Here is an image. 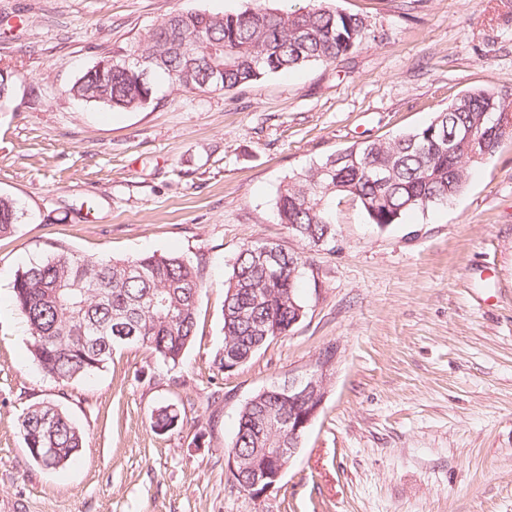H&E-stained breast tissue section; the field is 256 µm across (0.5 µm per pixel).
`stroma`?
Listing matches in <instances>:
<instances>
[{
    "label": "stroma",
    "mask_w": 512,
    "mask_h": 512,
    "mask_svg": "<svg viewBox=\"0 0 512 512\" xmlns=\"http://www.w3.org/2000/svg\"><path fill=\"white\" fill-rule=\"evenodd\" d=\"M250 0H0V195L25 219L0 237V512H512V138L446 203L399 224L331 205L335 247L276 218L280 184L353 143L427 124L476 89L512 98V0H332L374 41L331 64L223 92L163 89L138 111L67 90L107 50L173 11ZM256 241L306 257V314L226 372L224 281ZM63 249L176 254L206 287L175 369L126 347L62 387L33 363L12 284ZM337 349L327 394L280 483L240 489L225 453L241 405ZM52 401L86 433L45 470L19 428ZM181 413L168 432L154 414Z\"/></svg>",
    "instance_id": "1"
}]
</instances>
